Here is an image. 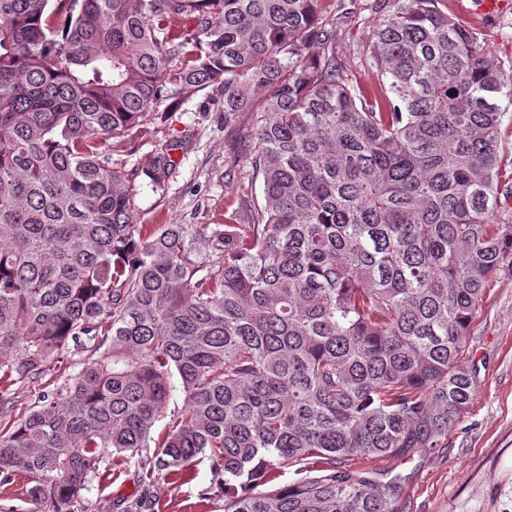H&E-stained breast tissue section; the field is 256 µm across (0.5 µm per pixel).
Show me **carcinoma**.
<instances>
[{"instance_id":"carcinoma-1","label":"carcinoma","mask_w":512,"mask_h":512,"mask_svg":"<svg viewBox=\"0 0 512 512\" xmlns=\"http://www.w3.org/2000/svg\"><path fill=\"white\" fill-rule=\"evenodd\" d=\"M324 2L0 0V478L33 512H101L116 457L152 463L116 512L200 458L224 512H400L401 476L347 462L435 448L472 403L512 81L438 0H387L364 90ZM203 90L246 129L251 220L139 224L112 143ZM289 462L317 475L270 486Z\"/></svg>"}]
</instances>
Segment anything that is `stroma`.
<instances>
[{"label": "stroma", "mask_w": 512, "mask_h": 512, "mask_svg": "<svg viewBox=\"0 0 512 512\" xmlns=\"http://www.w3.org/2000/svg\"><path fill=\"white\" fill-rule=\"evenodd\" d=\"M361 10L336 22V46L361 86L376 81L365 36L377 18L375 0H360ZM475 28L488 59L512 75V4L486 15L475 0H439ZM148 114L121 158L127 168L148 164L170 148L175 173L165 187L146 176L135 181L136 215L141 224H220L225 216L243 217L246 204L260 195L224 132V101L198 93L177 105L161 103ZM498 206L493 220L512 224V106L500 130ZM468 353L477 367L479 387L467 412L441 447L401 458L361 459L354 466L401 475L402 512H512V271L490 281L470 327ZM141 466L115 461L105 478L94 480L86 499L111 505L132 496ZM155 512H224V495L214 486L208 463L156 487Z\"/></svg>", "instance_id": "1"}]
</instances>
